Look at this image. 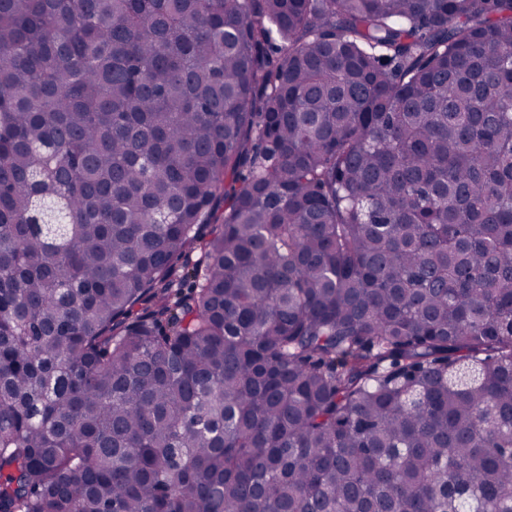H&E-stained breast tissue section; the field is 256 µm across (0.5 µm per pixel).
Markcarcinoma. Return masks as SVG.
Returning <instances> with one entry per match:
<instances>
[{
  "instance_id": "cac0c4a2",
  "label": "carcinoma",
  "mask_w": 512,
  "mask_h": 512,
  "mask_svg": "<svg viewBox=\"0 0 512 512\" xmlns=\"http://www.w3.org/2000/svg\"><path fill=\"white\" fill-rule=\"evenodd\" d=\"M0 512H512V0H0Z\"/></svg>"
}]
</instances>
